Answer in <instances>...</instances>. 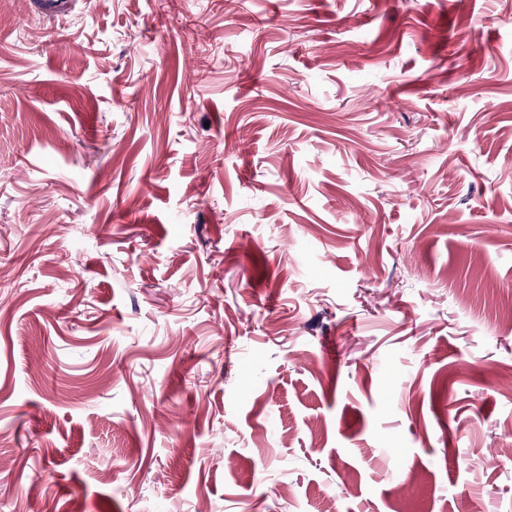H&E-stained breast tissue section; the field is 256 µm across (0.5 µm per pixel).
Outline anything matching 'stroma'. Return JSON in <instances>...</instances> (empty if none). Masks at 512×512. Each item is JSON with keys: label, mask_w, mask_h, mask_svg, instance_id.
<instances>
[{"label": "stroma", "mask_w": 512, "mask_h": 512, "mask_svg": "<svg viewBox=\"0 0 512 512\" xmlns=\"http://www.w3.org/2000/svg\"><path fill=\"white\" fill-rule=\"evenodd\" d=\"M0 0V512H512V0Z\"/></svg>", "instance_id": "1"}]
</instances>
